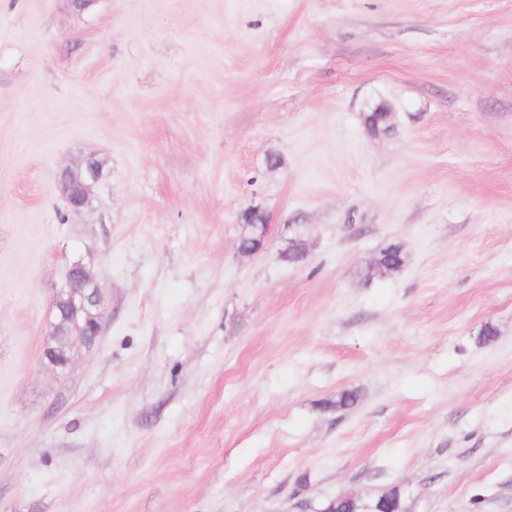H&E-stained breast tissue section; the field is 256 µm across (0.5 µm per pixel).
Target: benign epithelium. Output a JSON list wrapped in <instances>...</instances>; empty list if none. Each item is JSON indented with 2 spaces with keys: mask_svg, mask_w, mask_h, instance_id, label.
Segmentation results:
<instances>
[{
  "mask_svg": "<svg viewBox=\"0 0 512 512\" xmlns=\"http://www.w3.org/2000/svg\"><path fill=\"white\" fill-rule=\"evenodd\" d=\"M83 173L84 184L74 191L66 181L71 168L61 172L59 187L67 203L68 210L80 213L92 206V189L106 179L103 161L94 154H89L77 162ZM255 234L258 245L242 250L251 255L264 249L267 241L268 226L261 224H244ZM108 314L102 288L83 261L73 262L66 274L65 281L53 291L49 332L41 353L44 368L61 374L74 363L80 350H92L103 333L104 322Z\"/></svg>",
  "mask_w": 512,
  "mask_h": 512,
  "instance_id": "1",
  "label": "benign epithelium"
}]
</instances>
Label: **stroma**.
Returning <instances> with one entry per match:
<instances>
[{
	"label": "stroma",
	"mask_w": 512,
	"mask_h": 512,
	"mask_svg": "<svg viewBox=\"0 0 512 512\" xmlns=\"http://www.w3.org/2000/svg\"><path fill=\"white\" fill-rule=\"evenodd\" d=\"M89 153L109 176L70 215ZM393 242L402 270L368 276ZM79 257L109 314L55 374ZM392 484L409 512H512V0H0V512Z\"/></svg>",
	"instance_id": "obj_1"
}]
</instances>
